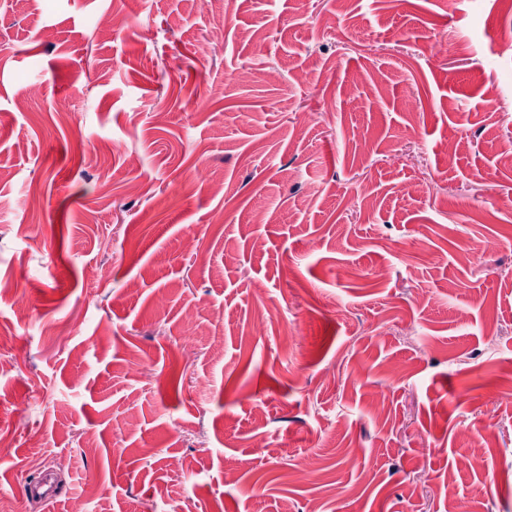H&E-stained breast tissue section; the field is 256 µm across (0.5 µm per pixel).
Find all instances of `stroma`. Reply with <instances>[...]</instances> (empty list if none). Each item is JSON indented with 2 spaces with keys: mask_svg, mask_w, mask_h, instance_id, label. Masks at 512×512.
I'll return each instance as SVG.
<instances>
[{
  "mask_svg": "<svg viewBox=\"0 0 512 512\" xmlns=\"http://www.w3.org/2000/svg\"><path fill=\"white\" fill-rule=\"evenodd\" d=\"M508 40L512 0H0L14 512H512Z\"/></svg>",
  "mask_w": 512,
  "mask_h": 512,
  "instance_id": "35a3bbf8",
  "label": "stroma"
}]
</instances>
